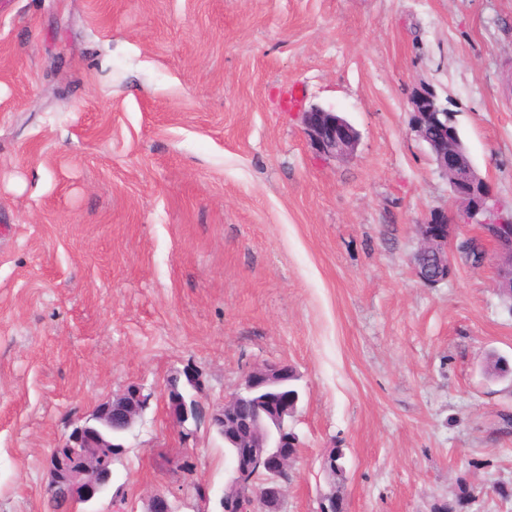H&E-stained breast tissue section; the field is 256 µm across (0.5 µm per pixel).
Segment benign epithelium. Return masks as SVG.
<instances>
[{
	"label": "benign epithelium",
	"instance_id": "benign-epithelium-1",
	"mask_svg": "<svg viewBox=\"0 0 512 512\" xmlns=\"http://www.w3.org/2000/svg\"><path fill=\"white\" fill-rule=\"evenodd\" d=\"M411 108L412 129L447 180L455 205L452 212L435 211L425 223L415 225L418 247L410 257L414 276L427 286L448 281L453 274L448 241L456 237L460 226L477 224L482 240L495 250L499 294L512 297V217L502 214L490 184L457 137L452 114L436 93L420 89L411 99ZM301 125L311 149L325 160L347 159L359 144V131L332 108L310 105L301 112ZM296 381V373L286 363H258L222 403L207 408L198 369L187 365L166 378L163 392L179 430L193 435L205 422L231 451L227 482L216 510L196 512H282L288 469L300 448L293 428L300 402L298 395L290 393ZM152 397L153 392L143 384L132 382L91 414L75 418L71 431L45 457L48 489L64 488L68 504L91 505L101 498L112 484L113 465L125 446L108 443L98 427L129 432ZM256 477L261 481L258 499L253 500L243 492V484ZM145 512L177 510L164 492L157 491L149 497ZM319 512H345L336 490L321 497Z\"/></svg>",
	"mask_w": 512,
	"mask_h": 512
}]
</instances>
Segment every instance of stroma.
Segmentation results:
<instances>
[{
    "mask_svg": "<svg viewBox=\"0 0 512 512\" xmlns=\"http://www.w3.org/2000/svg\"><path fill=\"white\" fill-rule=\"evenodd\" d=\"M424 87L511 211L512 0H0V512H46L49 448L131 382L154 396L95 512L217 500L224 442L181 437L164 381L196 366L217 405L265 361L303 392L283 512H317L335 448L347 512L461 483L462 512H512L495 260H465L470 224L447 282L409 263L453 207L411 128ZM312 104L359 131L352 159L309 147Z\"/></svg>",
    "mask_w": 512,
    "mask_h": 512,
    "instance_id": "1",
    "label": "stroma"
}]
</instances>
